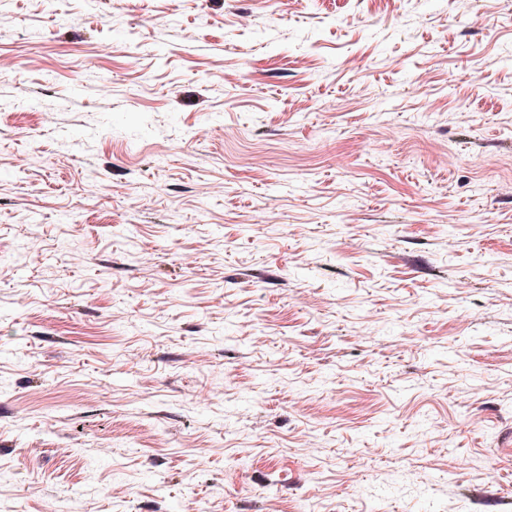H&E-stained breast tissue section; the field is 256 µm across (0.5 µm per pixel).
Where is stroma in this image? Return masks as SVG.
Instances as JSON below:
<instances>
[{"label":"stroma","instance_id":"1","mask_svg":"<svg viewBox=\"0 0 512 512\" xmlns=\"http://www.w3.org/2000/svg\"><path fill=\"white\" fill-rule=\"evenodd\" d=\"M0 60V512H512V0H0Z\"/></svg>","mask_w":512,"mask_h":512}]
</instances>
